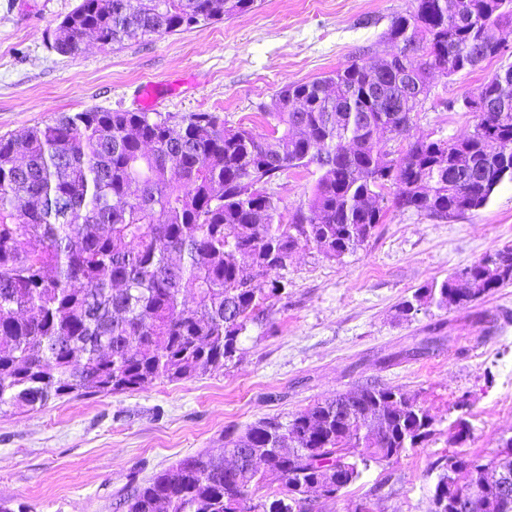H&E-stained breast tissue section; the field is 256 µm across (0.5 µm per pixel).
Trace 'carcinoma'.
Returning <instances> with one entry per match:
<instances>
[{"instance_id": "carcinoma-1", "label": "carcinoma", "mask_w": 512, "mask_h": 512, "mask_svg": "<svg viewBox=\"0 0 512 512\" xmlns=\"http://www.w3.org/2000/svg\"><path fill=\"white\" fill-rule=\"evenodd\" d=\"M257 0H81L55 29L54 48L82 52L151 40L245 13ZM512 0H414L383 38L410 55L355 59L282 87L265 133L186 115L61 112L0 137V414L53 399L135 391L220 370L248 325H269L290 254L312 246L339 259L382 223L380 190L433 220L485 207L512 183V65L483 84L486 111L455 140H417L397 158L372 143L402 135L417 105L402 74L455 75L503 53ZM469 157L466 186L454 153ZM315 167L308 198L282 221L270 185ZM512 284V247L485 253L401 302L465 306ZM434 433V418L398 387L362 384L292 416L224 430V452H198L120 497L123 512H315L302 489L360 466L389 463ZM432 463L448 495V459ZM278 484L277 490L259 495ZM482 512H512L509 491L483 490Z\"/></svg>"}]
</instances>
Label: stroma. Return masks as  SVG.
<instances>
[{"label": "stroma", "instance_id": "1", "mask_svg": "<svg viewBox=\"0 0 512 512\" xmlns=\"http://www.w3.org/2000/svg\"><path fill=\"white\" fill-rule=\"evenodd\" d=\"M80 0H0V136L61 112L138 111V90L158 86L155 111L215 112L226 126L263 129L274 94L349 64L380 39L412 0H257L255 8L149 41L77 56L52 49L53 31ZM500 58L452 76L436 74L408 131L382 142L398 156L418 138L472 131L464 99L512 64V31ZM357 250L329 260L299 248L283 275L288 296L271 301V327L249 326L239 359L224 369L134 392L63 398L0 414V499L14 512H117L130 479L224 446V430L288 419L364 383L401 388L435 418V433L393 463L370 466L318 512H429L431 464L458 452L490 461L512 438V284L465 307L429 306L402 319L396 307L486 252L512 246V185L450 222L392 204ZM471 437L449 441L461 395Z\"/></svg>", "mask_w": 512, "mask_h": 512}]
</instances>
